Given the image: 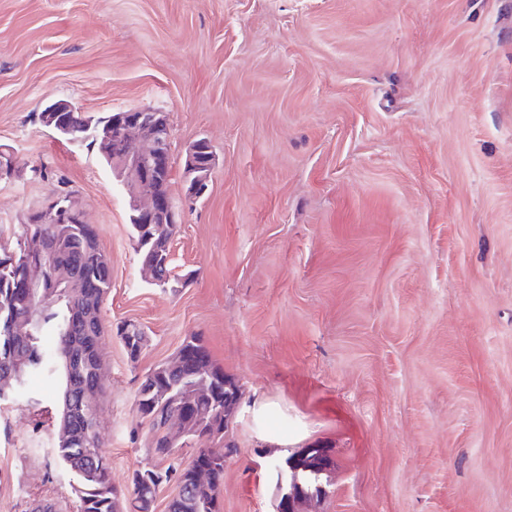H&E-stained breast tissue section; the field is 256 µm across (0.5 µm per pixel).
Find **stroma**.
Returning <instances> with one entry per match:
<instances>
[{"mask_svg":"<svg viewBox=\"0 0 512 512\" xmlns=\"http://www.w3.org/2000/svg\"><path fill=\"white\" fill-rule=\"evenodd\" d=\"M57 100L166 113L177 289L144 278L98 147L38 121ZM200 138L216 163L188 205ZM0 145L48 172L0 182V249L62 183L111 261L114 486L166 467L136 391L196 335L242 391L220 512H273L268 462L322 445L305 512H512V0H0ZM58 389L30 375L0 404V512H78ZM116 336L123 344L131 362H136L146 342L144 330L135 323L122 321L116 326Z\"/></svg>","mask_w":512,"mask_h":512,"instance_id":"35a3bbf8","label":"stroma"}]
</instances>
